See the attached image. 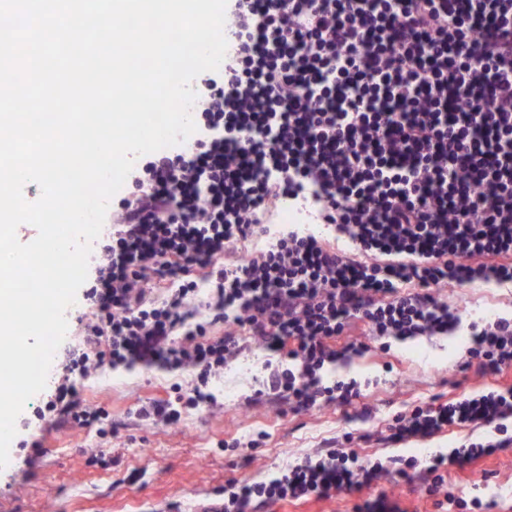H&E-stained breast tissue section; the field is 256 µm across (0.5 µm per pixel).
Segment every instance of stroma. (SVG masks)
I'll list each match as a JSON object with an SVG mask.
<instances>
[{
	"label": "stroma",
	"instance_id": "obj_1",
	"mask_svg": "<svg viewBox=\"0 0 512 512\" xmlns=\"http://www.w3.org/2000/svg\"><path fill=\"white\" fill-rule=\"evenodd\" d=\"M439 294L467 318L512 314V287L476 284L443 288ZM87 310L84 294H77L47 385L17 419L9 463L0 469V512H195L199 504L221 497L227 482L275 477L287 462L347 432L355 435L353 448L361 457L425 460L450 452L470 435L489 437L490 431L451 427L420 441L390 445L384 436L396 413L512 385V370H461L462 351L470 342L467 328L447 336L393 339L384 351L357 322L351 339L364 344V352L320 372L324 384L357 385L362 396L352 405L295 412L281 403H253L270 367L283 368L287 362L252 343L210 383L214 403L183 412L176 424L139 420L136 409L153 400H174L177 389L191 387L193 371L137 365L73 379L83 405L104 409L120 422L115 433L102 435L94 427L52 430L37 415L64 374L70 351L78 347L79 320ZM447 485L465 498L461 512H478L481 504L489 512H512V449L449 467ZM381 493L411 512H437L432 499L401 480H381L358 494L336 492L320 501L279 505L275 512H353L360 498Z\"/></svg>",
	"mask_w": 512,
	"mask_h": 512
}]
</instances>
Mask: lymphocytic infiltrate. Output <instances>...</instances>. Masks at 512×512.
I'll list each match as a JSON object with an SVG mask.
<instances>
[{"label":"lymphocytic infiltrate","instance_id":"1","mask_svg":"<svg viewBox=\"0 0 512 512\" xmlns=\"http://www.w3.org/2000/svg\"><path fill=\"white\" fill-rule=\"evenodd\" d=\"M224 35L222 67L192 84L196 132L136 158L106 217L71 371L191 367L185 404L208 406L210 380L250 336L295 363L270 371L268 394L297 411L349 404L358 391L319 372L361 353L336 344L353 319L377 340L464 325L463 368L511 369L512 317L467 323L433 291L512 284V0H227ZM287 206L308 228L274 225ZM249 241L260 249L227 261ZM203 284L211 318L197 323ZM48 410L57 430L102 420L65 385ZM511 420V386L417 405L387 443L452 426L494 435L371 463L346 434L280 476L230 483L204 512H269L391 474L454 504L445 471L511 448Z\"/></svg>","mask_w":512,"mask_h":512}]
</instances>
